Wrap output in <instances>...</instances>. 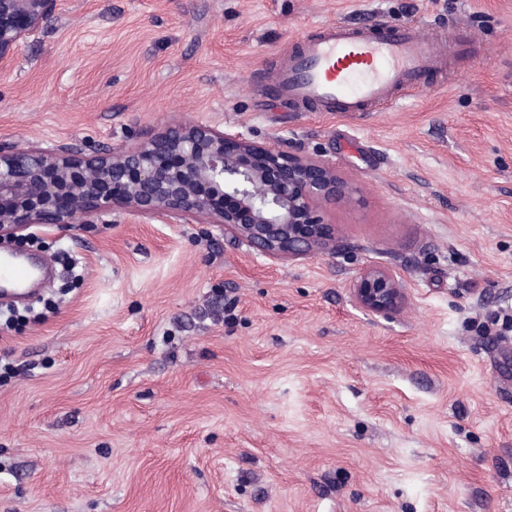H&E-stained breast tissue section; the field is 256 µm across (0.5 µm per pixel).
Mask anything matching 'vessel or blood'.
<instances>
[{
	"mask_svg": "<svg viewBox=\"0 0 512 512\" xmlns=\"http://www.w3.org/2000/svg\"><path fill=\"white\" fill-rule=\"evenodd\" d=\"M447 53L438 36L418 22L370 31L330 23L276 73L275 83L299 103L325 112H358L384 103L395 90L419 88L424 70L445 66ZM32 276L26 263L0 261L2 282L21 286Z\"/></svg>",
	"mask_w": 512,
	"mask_h": 512,
	"instance_id": "b4317fda",
	"label": "vessel or blood"
}]
</instances>
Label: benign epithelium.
Here are the masks:
<instances>
[{
  "mask_svg": "<svg viewBox=\"0 0 512 512\" xmlns=\"http://www.w3.org/2000/svg\"><path fill=\"white\" fill-rule=\"evenodd\" d=\"M57 7L58 0H0V72ZM347 199L329 160L287 156L203 122L93 155L65 143L0 145V240L18 244L34 224H93L121 208L178 224H220L224 236L272 259L312 257L336 249L317 206ZM352 291L378 316L403 302L399 280L382 267L366 269Z\"/></svg>",
  "mask_w": 512,
  "mask_h": 512,
  "instance_id": "7a95c632",
  "label": "benign epithelium"
}]
</instances>
